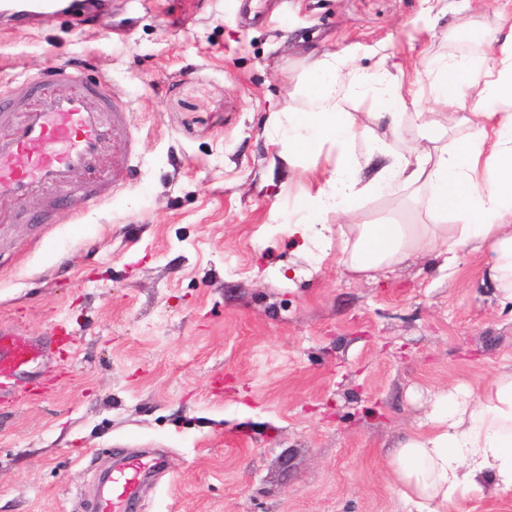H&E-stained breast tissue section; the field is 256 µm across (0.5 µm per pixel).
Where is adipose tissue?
Returning <instances> with one entry per match:
<instances>
[{
	"instance_id": "ef3b65f1",
	"label": "adipose tissue",
	"mask_w": 512,
	"mask_h": 512,
	"mask_svg": "<svg viewBox=\"0 0 512 512\" xmlns=\"http://www.w3.org/2000/svg\"><path fill=\"white\" fill-rule=\"evenodd\" d=\"M397 80L387 65L367 75L345 56L324 54L310 63L298 88L301 111L274 114L270 129L284 145L281 160L291 166L325 162L300 204L321 221L292 225V232L319 256L335 255L357 277L427 258L452 275L462 252L480 253L495 296L512 304V15L498 31L490 63L477 69L466 58L446 57L429 76L436 108L473 101L463 118L468 133L454 147L441 146L433 112H399L384 101ZM346 89L371 91L378 111L363 118L342 111ZM365 121L387 125L397 137L416 130L418 145L401 155L375 144V164L363 175L351 142ZM404 188L421 194L427 223H345L360 193L391 195ZM329 215L338 226L325 224ZM388 464L417 512H461L462 502L482 494L489 481L512 494V370L477 395L458 387L439 390Z\"/></svg>"
}]
</instances>
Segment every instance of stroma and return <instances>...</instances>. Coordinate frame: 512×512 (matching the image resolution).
Wrapping results in <instances>:
<instances>
[{
  "label": "stroma",
  "mask_w": 512,
  "mask_h": 512,
  "mask_svg": "<svg viewBox=\"0 0 512 512\" xmlns=\"http://www.w3.org/2000/svg\"><path fill=\"white\" fill-rule=\"evenodd\" d=\"M119 39L64 15L0 22V84L79 62L129 101L128 179L79 223L0 224V323L44 339L0 400V512H83L98 474L152 449L140 512H414L387 463L437 389L512 368V305L467 254L355 278L288 224L308 185L267 127L313 55L407 75L490 58L498 0H108ZM406 111L463 109L428 82ZM410 191L360 195L349 223Z\"/></svg>",
  "instance_id": "stroma-1"
}]
</instances>
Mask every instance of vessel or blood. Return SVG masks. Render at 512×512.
I'll use <instances>...</instances> for the list:
<instances>
[{"label":"vessel or blood","mask_w":512,"mask_h":512,"mask_svg":"<svg viewBox=\"0 0 512 512\" xmlns=\"http://www.w3.org/2000/svg\"><path fill=\"white\" fill-rule=\"evenodd\" d=\"M104 0H0V18L11 28L63 11L104 13ZM66 92H59V85ZM17 94L0 88V223L22 218L48 224L61 213L76 217L112 195L125 177L118 151L128 138V105L114 98L110 84L90 78L75 65L26 78ZM81 175L72 188L73 175ZM40 353L36 338L0 324V389L19 367ZM161 458L124 456L91 504L92 512H130Z\"/></svg>","instance_id":"obj_1"}]
</instances>
